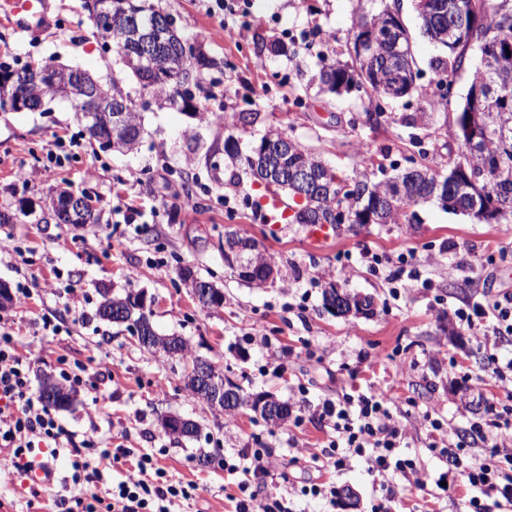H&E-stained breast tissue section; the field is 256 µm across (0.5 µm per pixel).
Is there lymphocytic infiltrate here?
I'll use <instances>...</instances> for the list:
<instances>
[{
	"label": "lymphocytic infiltrate",
	"mask_w": 512,
	"mask_h": 512,
	"mask_svg": "<svg viewBox=\"0 0 512 512\" xmlns=\"http://www.w3.org/2000/svg\"><path fill=\"white\" fill-rule=\"evenodd\" d=\"M31 363L20 356L8 325H0V447L9 449L13 467L27 474L32 453L41 444L58 439L73 440V433L55 418L30 386ZM486 373L500 382L507 408L505 415L491 422L485 438L491 443L487 457L478 462L464 460L460 453L441 448L449 466L464 476L477 494L469 501L470 512H498L502 504H512V362L507 367L488 363ZM384 393L346 394L338 402H327L322 417L333 423L338 435L325 455L328 465L343 470L354 456L366 459L380 474L398 472L409 485L425 490L426 482L413 459L402 457L401 432L392 420ZM245 465L229 464L230 473H243L238 483L239 497L234 512H292L285 497L260 496L257 485L275 463L267 449L251 448ZM137 475L118 483L111 500L97 493L59 499L62 512H168L176 499H190L195 486L172 479L153 454L137 456Z\"/></svg>",
	"instance_id": "obj_1"
}]
</instances>
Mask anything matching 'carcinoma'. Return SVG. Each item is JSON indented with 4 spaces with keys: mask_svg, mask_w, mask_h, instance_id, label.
I'll return each mask as SVG.
<instances>
[{
    "mask_svg": "<svg viewBox=\"0 0 512 512\" xmlns=\"http://www.w3.org/2000/svg\"><path fill=\"white\" fill-rule=\"evenodd\" d=\"M155 0H112V19L93 20L94 36L115 46L120 61L128 74L135 78L142 89L152 94L155 104L164 107L179 100L184 107L198 111L195 96L190 91L182 92L175 79L158 81L151 73L148 62L139 59L138 54L125 52V30L130 14L136 13L141 21L148 23L156 14ZM400 10V0L386 3L374 13L358 15L355 26L362 34L379 30L383 38L377 41L371 52L372 63L380 73L379 84L386 88L395 81L394 73L406 66L407 61L394 50L398 36L387 29V11ZM421 32L431 41L438 42L448 50L449 62L437 60L442 69L438 85L448 80L449 74L464 71L473 57H479L480 64L472 68L470 86L463 103L457 110L455 136H466V132L478 125L487 128L489 146L481 154L468 162V176H451L456 160H448V168L435 170L427 165H418L419 172L402 175V180L418 193L414 205L431 201L429 188L439 185L448 193V205L444 209L470 216L485 223L512 222V0H428L422 9H415ZM449 30L447 40L439 41L442 32ZM170 58L180 66L183 77L191 78L192 86L197 87L204 73L217 66L213 59H197L183 54V50L170 43L159 48V59ZM360 63L352 58L348 62L339 60L325 63L319 71L322 89L340 94L349 92L358 78ZM36 66L27 64L18 70L0 64V95L5 87L11 86L10 93H22L33 104L51 105L55 100V89L29 80V74ZM100 91L125 103L127 128L125 138L116 149L129 152L136 148L144 133L140 109L147 104L137 103L126 91L122 82L112 80ZM319 157L300 142L292 139L288 145V159L282 165L283 176H289L287 169L307 162L317 166ZM478 182L480 191L473 190L470 180ZM390 179L373 181L367 177L352 179L356 189L353 195H327L313 188L306 191L305 205L297 215L300 224H333L336 218L333 211L338 208L351 210L359 206L362 193L381 204V219L385 224H411L415 212L405 210V204L388 201ZM165 345L179 352L178 359L194 363L193 355L186 341L179 336H171Z\"/></svg>",
    "mask_w": 512,
    "mask_h": 512,
    "instance_id": "cac0c4a2",
    "label": "carcinoma"
}]
</instances>
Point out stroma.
<instances>
[{"instance_id": "obj_1", "label": "stroma", "mask_w": 512, "mask_h": 512, "mask_svg": "<svg viewBox=\"0 0 512 512\" xmlns=\"http://www.w3.org/2000/svg\"><path fill=\"white\" fill-rule=\"evenodd\" d=\"M49 2L46 19H29L24 32L0 20V61L15 68L63 64L105 79L118 75L116 53L103 51L94 37L84 0ZM159 3L179 33L217 62L194 91L207 107L204 118L150 107L142 113L138 148L118 153L92 143L69 102H56L50 112L0 111V214L7 217L0 238L11 236L19 246L0 255V282L13 289L35 283L32 299L0 310V321L9 322L18 353L32 364V389L58 378L59 360L86 364L89 378L56 418L79 433L96 428L102 446L154 454L173 479L196 484L192 498L172 502L170 512H231L238 475L200 458L244 448L270 449L277 469L263 491L289 495L292 512H371L389 486L397 491L389 512H466L472 492L431 452L430 421L463 435L502 409L494 378L485 376L476 390L466 378L483 374L489 355L511 362L512 336L480 344L455 311L512 291V223L486 224L427 202L415 208L417 223L343 224L314 245L306 225L258 219L264 185L224 153L227 136L245 150L279 127L343 178L362 171L369 157L383 166L373 174L377 180L414 162L446 163L457 145L455 114L427 103L437 81L430 62L441 50L422 35L412 0H400V10L420 71L417 90L381 103L386 121L376 129L367 121L379 104L375 97L327 94L311 81L322 56L348 61L355 15L375 10L374 0H253L239 41L224 30L239 18L210 15L203 0ZM274 39L286 41L289 56L258 49V42ZM248 113L252 125L224 123ZM61 133L80 146L62 166H48L46 155ZM34 165L40 173L19 181L18 170ZM67 189L93 197L97 223L52 222L49 202ZM227 195L236 199L231 214L224 209ZM122 200L139 207L134 223L114 214ZM228 228L254 237L282 279L258 287L232 276L222 249ZM404 250L414 251V265L400 263ZM186 265L223 291V307L200 308L178 277ZM336 283L372 296L373 315L345 318L324 309L323 293ZM105 288L114 294L147 290L156 300L152 321L159 335L185 339L194 355L211 361L244 394L265 392L301 407V423L270 425L245 408L227 416L191 397L182 361L140 347L125 325L96 317ZM76 296L84 300L79 316L70 309ZM46 317L58 325L57 335H41ZM257 326L265 342H248ZM358 390L391 397L390 412L406 429L402 453L425 476V491L401 475L372 471L360 457L338 473L313 462L336 437L319 418L323 402ZM166 415L198 421L202 430L192 439L168 435L160 426ZM74 457L72 449L60 448L51 458L53 481L35 486L21 482L0 452V512H59L58 500L77 489ZM324 482L353 491L355 506L303 495V487Z\"/></svg>"}]
</instances>
